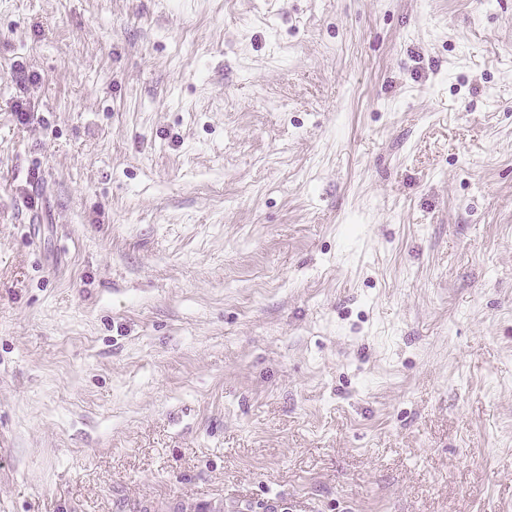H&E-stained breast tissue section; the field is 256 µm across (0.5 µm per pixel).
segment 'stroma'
I'll return each instance as SVG.
<instances>
[{"label": "stroma", "instance_id": "35a3bbf8", "mask_svg": "<svg viewBox=\"0 0 512 512\" xmlns=\"http://www.w3.org/2000/svg\"><path fill=\"white\" fill-rule=\"evenodd\" d=\"M0 512H512V0H0Z\"/></svg>", "mask_w": 512, "mask_h": 512}]
</instances>
